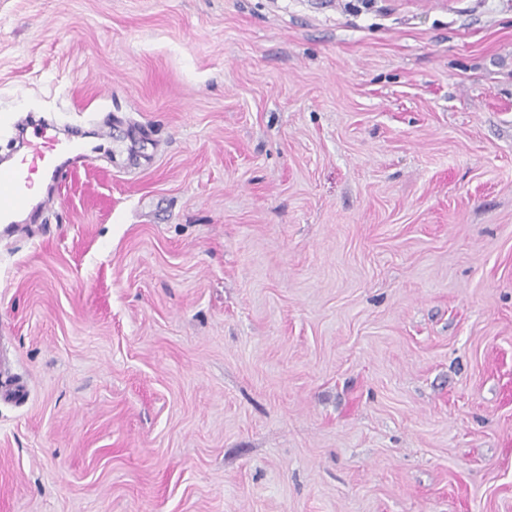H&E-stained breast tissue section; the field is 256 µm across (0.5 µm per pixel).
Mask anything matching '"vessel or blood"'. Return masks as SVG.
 I'll return each instance as SVG.
<instances>
[{"label":"vessel or blood","mask_w":512,"mask_h":512,"mask_svg":"<svg viewBox=\"0 0 512 512\" xmlns=\"http://www.w3.org/2000/svg\"><path fill=\"white\" fill-rule=\"evenodd\" d=\"M90 159L79 139L61 140L44 123L31 126L21 152L0 162V238L13 235L23 213L54 204L53 187L66 182Z\"/></svg>","instance_id":"vessel-or-blood-1"}]
</instances>
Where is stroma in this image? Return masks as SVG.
<instances>
[{
  "mask_svg": "<svg viewBox=\"0 0 512 512\" xmlns=\"http://www.w3.org/2000/svg\"><path fill=\"white\" fill-rule=\"evenodd\" d=\"M348 2L0 0V512H512V0ZM22 151L0 162V238L13 235L16 219L25 212L33 215L55 202L54 189L71 178L91 155L79 138L61 140L47 124L30 126ZM48 181L52 191L43 193L38 184Z\"/></svg>",
  "mask_w": 512,
  "mask_h": 512,
  "instance_id": "stroma-1",
  "label": "stroma"
}]
</instances>
